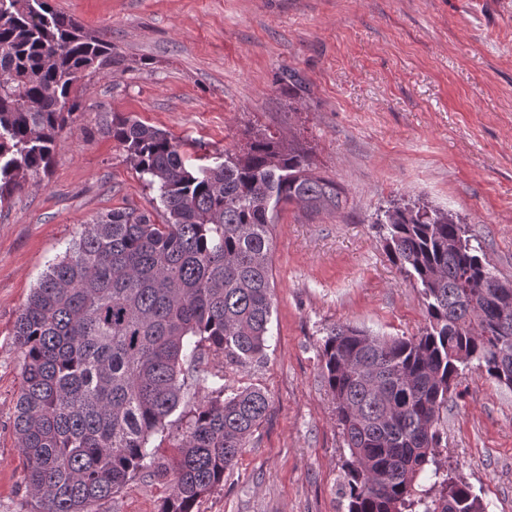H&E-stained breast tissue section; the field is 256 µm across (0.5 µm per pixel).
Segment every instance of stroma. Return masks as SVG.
<instances>
[{
	"label": "stroma",
	"mask_w": 512,
	"mask_h": 512,
	"mask_svg": "<svg viewBox=\"0 0 512 512\" xmlns=\"http://www.w3.org/2000/svg\"><path fill=\"white\" fill-rule=\"evenodd\" d=\"M125 64L83 79L49 174L0 207V512H29L13 429L16 317L49 261L97 215L150 209L104 132L119 113L166 130L189 165L272 133L307 148L346 197L337 214L284 207L272 226L273 308L262 362L227 371L268 392L265 419L199 512H345L346 451L319 347L348 323L377 336L425 325L389 259L380 208L421 201L471 225L512 279V0H52ZM438 458L489 512H512V387L468 367ZM165 484L130 481L97 512H158Z\"/></svg>",
	"instance_id": "35a3bbf8"
}]
</instances>
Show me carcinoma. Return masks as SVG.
<instances>
[{"mask_svg": "<svg viewBox=\"0 0 512 512\" xmlns=\"http://www.w3.org/2000/svg\"><path fill=\"white\" fill-rule=\"evenodd\" d=\"M122 59L49 0H0V206L48 175L83 77ZM105 133L157 188L148 210L101 214L48 263L13 336L24 359L13 429L33 512H96L142 475L169 485L159 512H196L264 419L255 386L228 369L266 356L272 314L270 226L285 206L339 213L343 191L308 151L264 133L224 161L190 166L168 132L114 115ZM392 262L420 288L419 335L340 323L320 346L348 458L347 512H487L436 456L448 395L471 364L512 386V281L489 269L469 225L437 208L377 215ZM220 359L185 409L190 367ZM178 415L176 454L151 440Z\"/></svg>", "mask_w": 512, "mask_h": 512, "instance_id": "1", "label": "carcinoma"}]
</instances>
